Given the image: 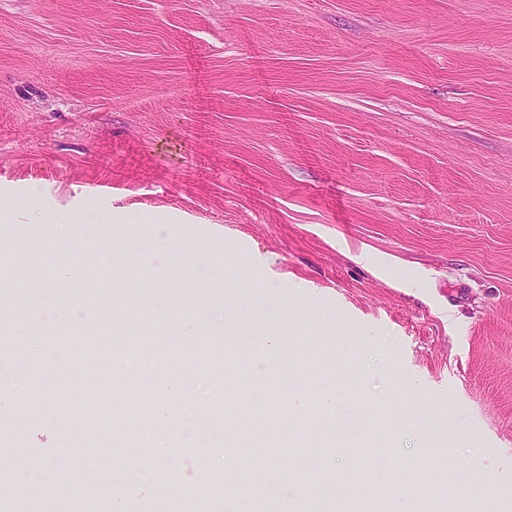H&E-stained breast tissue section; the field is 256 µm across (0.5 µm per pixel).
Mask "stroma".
<instances>
[{
  "label": "stroma",
  "mask_w": 512,
  "mask_h": 512,
  "mask_svg": "<svg viewBox=\"0 0 512 512\" xmlns=\"http://www.w3.org/2000/svg\"><path fill=\"white\" fill-rule=\"evenodd\" d=\"M1 202L26 224L0 254L31 317L49 294L95 318L47 323L42 354L10 360L25 386L0 399L13 489L43 473L56 502L83 469L113 512L114 474L143 456L191 490L193 476L224 475L226 448L188 446V412L266 449L235 487L335 469L311 512L361 496L344 474L370 437L366 466L394 468L397 496L444 458L458 512L512 482V0H0ZM31 205L82 216L67 230L77 281L30 249L45 235ZM102 215L109 231L93 226ZM104 243L166 263L129 274L100 257ZM189 258L215 262L208 284L188 287ZM187 316L198 335H181ZM277 329L273 366L237 344ZM340 332L359 338L354 360ZM144 336L150 376L86 381L82 347L127 358ZM231 343L240 371L216 367L210 399L175 396L199 351ZM148 383L158 395L140 423L165 409L167 448L137 444L96 470L85 422L125 429L112 400ZM294 391L309 401L299 417Z\"/></svg>",
  "instance_id": "stroma-1"
}]
</instances>
